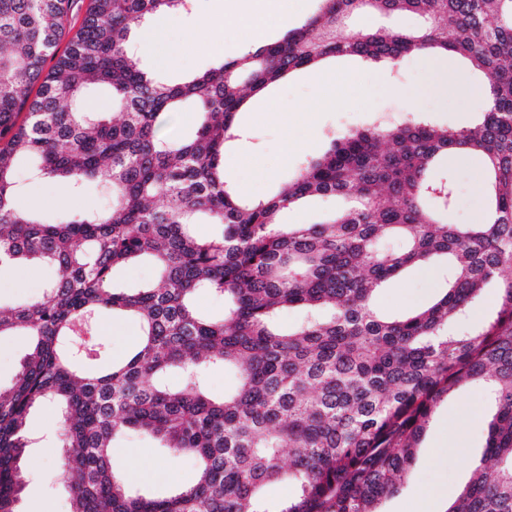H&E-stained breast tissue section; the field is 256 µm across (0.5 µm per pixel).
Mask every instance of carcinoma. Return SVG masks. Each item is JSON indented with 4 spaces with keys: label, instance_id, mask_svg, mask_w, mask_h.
Here are the masks:
<instances>
[{
    "label": "carcinoma",
    "instance_id": "1",
    "mask_svg": "<svg viewBox=\"0 0 512 512\" xmlns=\"http://www.w3.org/2000/svg\"><path fill=\"white\" fill-rule=\"evenodd\" d=\"M75 0H0V271L36 258L54 279L44 296L0 311V337L32 338L12 387L0 389V512H17L21 460L35 405L59 406L69 512H379L398 491L438 401L480 382L494 403L486 459L448 512H512V277L496 316L473 336L448 333L483 286L512 268V0H317L285 36L183 82L146 71L132 26L189 0H89L64 50ZM413 12L415 34L360 29L365 14ZM418 51L450 53L481 72L493 96L482 121L454 130L412 116L333 140L266 201L224 178V149L252 93L337 56L400 66ZM100 84L112 111L88 112ZM37 93H32V88ZM194 135L160 125L185 108ZM480 157L487 224H450L452 156ZM36 178L80 190L98 183L108 205L47 223L18 204L17 160ZM335 197L341 214L283 224L308 197ZM199 224L220 235L203 238ZM396 239L401 248H381ZM147 256L153 288H118L116 268ZM450 260L446 287L401 317L375 307L384 282L409 266ZM224 295V316L196 307ZM306 309L284 326L280 313ZM139 327L131 354L97 369L75 345L105 312ZM237 386L209 397L205 369ZM178 368L181 389L165 373ZM149 433L196 461L193 483L133 492L112 466L114 441ZM290 486L272 499L267 489Z\"/></svg>",
    "mask_w": 512,
    "mask_h": 512
}]
</instances>
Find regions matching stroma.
I'll list each match as a JSON object with an SVG mask.
<instances>
[{
    "instance_id": "obj_1",
    "label": "stroma",
    "mask_w": 512,
    "mask_h": 512,
    "mask_svg": "<svg viewBox=\"0 0 512 512\" xmlns=\"http://www.w3.org/2000/svg\"><path fill=\"white\" fill-rule=\"evenodd\" d=\"M234 0H192L188 12L177 22L166 23L163 45L155 54L143 56L144 67L170 79L187 77L201 69L216 65L217 54L233 58L249 48L244 31L234 19ZM223 15L220 31L201 29L206 18ZM325 78L315 79L312 72L301 71L251 99L238 118L242 138L231 143L224 161V176L232 185L246 183L250 200L268 199L302 164L320 157L340 133L370 124L389 126L409 113H419L442 126L465 129L479 123L485 110L482 89L484 78L472 72L457 59L443 66L448 92L438 95L432 86L429 68L414 55L402 62L399 73L356 57L341 56L323 65ZM335 93V105L309 117L306 109L316 94ZM275 103L279 112L288 114L299 137H311L309 147L284 152L282 125L266 119L267 103ZM259 155L273 177L268 181L254 178L239 162L240 157ZM456 194L448 214L452 224L477 222L486 202L482 192L484 174L477 158L453 159ZM24 203L39 211L42 219L51 218L56 210L85 211L93 206H106L104 192L75 194L54 181H27ZM54 276L50 264L34 261L14 266L0 274V309L23 305L39 299L46 283ZM445 282L440 268L424 276L420 268L408 269L383 284L376 294L378 310L387 316L407 314L426 304ZM491 405L484 389L467 385L445 396L436 406L424 429L415 460L399 491L384 499L381 512H412L423 486L437 484L457 493L479 465L484 452L486 420ZM57 408L46 403L28 416L29 434L38 444L23 458L26 475L17 503L19 512H69L59 459L61 450L56 424ZM444 446L455 451L456 463L441 468L430 457V450ZM139 454L150 479L139 478L128 466L130 454ZM134 488L147 493H164L176 485L191 484L196 476L192 457L178 455L162 447L159 440L145 433H129L115 443L112 461Z\"/></svg>"
}]
</instances>
